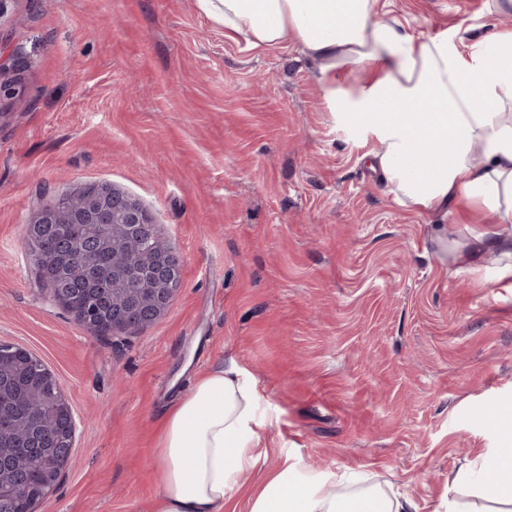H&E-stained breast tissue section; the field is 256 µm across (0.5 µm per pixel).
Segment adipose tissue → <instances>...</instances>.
Returning <instances> with one entry per match:
<instances>
[{"mask_svg": "<svg viewBox=\"0 0 512 512\" xmlns=\"http://www.w3.org/2000/svg\"><path fill=\"white\" fill-rule=\"evenodd\" d=\"M378 0H195L197 10L248 48L293 41L319 62L316 81L337 126L377 146L372 159L394 200L424 211L456 208L466 241L439 242L480 270L489 253L512 280V30L462 51L446 38L403 30ZM365 81L341 85L348 68ZM257 391L233 364L199 375L164 422L155 512H228L260 457ZM352 473L281 467L249 496L250 512H411L410 500L337 494Z\"/></svg>", "mask_w": 512, "mask_h": 512, "instance_id": "obj_1", "label": "adipose tissue"}]
</instances>
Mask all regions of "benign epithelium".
Returning a JSON list of instances; mask_svg holds the SVG:
<instances>
[{"mask_svg": "<svg viewBox=\"0 0 512 512\" xmlns=\"http://www.w3.org/2000/svg\"><path fill=\"white\" fill-rule=\"evenodd\" d=\"M148 212L122 190L101 184L94 190L81 185L61 194L39 209L25 225V240L37 268L55 271L49 285L53 302L61 304L76 288L88 282L91 273L112 279L124 290L122 299L112 301L108 310L98 298H90L70 314L92 333L116 330L138 332L157 321L167 310L181 280L182 259L161 233L145 239L141 225L150 223ZM64 224H83L78 238L69 237ZM112 256L105 266L102 258ZM22 360L42 367L43 375L54 386L51 402L63 430L58 435L32 437L25 447L32 455L51 454L56 469L70 462L77 420L56 377L43 361L27 348L0 342V368L4 362ZM24 480L15 461L0 451V504L15 494Z\"/></svg>", "mask_w": 512, "mask_h": 512, "instance_id": "7a95c632", "label": "benign epithelium"}]
</instances>
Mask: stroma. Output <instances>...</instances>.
Returning a JSON list of instances; mask_svg holds the SVG:
<instances>
[{"mask_svg": "<svg viewBox=\"0 0 512 512\" xmlns=\"http://www.w3.org/2000/svg\"><path fill=\"white\" fill-rule=\"evenodd\" d=\"M461 50L512 29L495 0H380ZM24 68L10 70L14 57ZM296 44L228 40L194 0H0V341L38 355L78 421L43 512H154L163 420L198 374L236 364L266 455L355 470L342 495L495 512L481 493L512 422V288L431 234L464 225L395 202L373 143L336 126ZM97 182L136 199L183 260L169 308L98 336L54 305L24 226Z\"/></svg>", "mask_w": 512, "mask_h": 512, "instance_id": "obj_1", "label": "stroma"}]
</instances>
